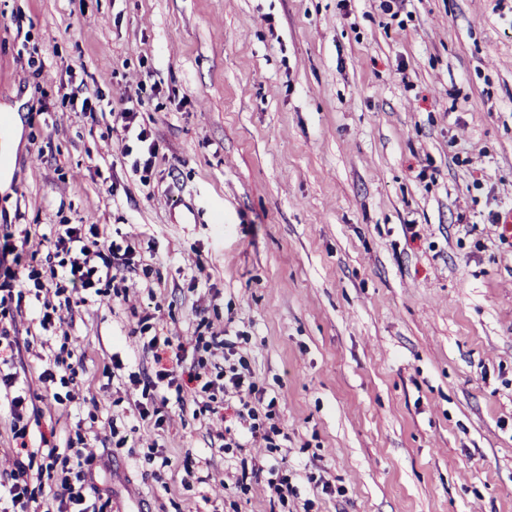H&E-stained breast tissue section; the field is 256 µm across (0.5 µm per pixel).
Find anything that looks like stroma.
<instances>
[{
    "label": "stroma",
    "instance_id": "stroma-1",
    "mask_svg": "<svg viewBox=\"0 0 512 512\" xmlns=\"http://www.w3.org/2000/svg\"><path fill=\"white\" fill-rule=\"evenodd\" d=\"M3 141L0 482L85 449L105 512H512V0H0ZM76 224L131 253L45 328ZM144 346H147L148 349L151 351H154V359L158 366V369L155 371V377L157 379V382L150 379L149 384L152 385L154 388H157L159 386V383L164 382L166 379L167 381V388L172 386L174 380L176 379L173 377L174 370L169 369L165 367L162 364L163 356L161 355V352H165L166 348H169L171 346V342L169 337L166 336H151L147 343L144 342ZM228 372L230 373L228 383L231 384V386L240 394L239 400L242 409L236 410V415L240 420L246 421L245 410L247 411V416L249 418L253 417V408L250 407V399H252V397L256 399V396L260 391L256 382L250 380L251 376L247 377L245 374L243 375L232 366L229 367Z\"/></svg>",
    "mask_w": 512,
    "mask_h": 512
}]
</instances>
